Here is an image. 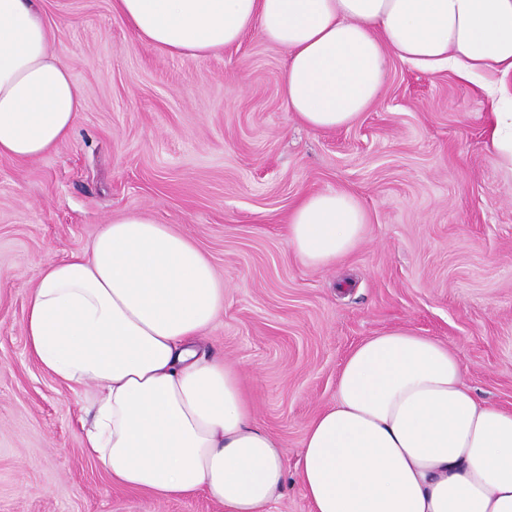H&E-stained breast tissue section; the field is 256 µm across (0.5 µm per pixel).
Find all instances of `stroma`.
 Masks as SVG:
<instances>
[{
    "label": "stroma",
    "instance_id": "stroma-1",
    "mask_svg": "<svg viewBox=\"0 0 512 512\" xmlns=\"http://www.w3.org/2000/svg\"><path fill=\"white\" fill-rule=\"evenodd\" d=\"M83 92L72 136L0 158V512H224L112 483L83 448L86 397L29 353L41 265L143 213L192 239L224 283L205 351L236 364L258 423L284 446L271 512H312L305 429L360 341L410 327L456 352L482 401L512 409V174L487 148L490 101L448 69L393 60L352 126L313 130L280 89L286 50L257 35L201 58L140 42L112 0H42ZM354 194L369 223L335 266H305L285 220L304 194Z\"/></svg>",
    "mask_w": 512,
    "mask_h": 512
}]
</instances>
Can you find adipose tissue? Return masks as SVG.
<instances>
[{"label":"adipose tissue","instance_id":"ef3b65f1","mask_svg":"<svg viewBox=\"0 0 512 512\" xmlns=\"http://www.w3.org/2000/svg\"><path fill=\"white\" fill-rule=\"evenodd\" d=\"M140 41L198 58L247 32L286 49L290 112L333 131L376 101L391 60L486 79L488 137L512 171V0H112ZM83 92L57 58L38 0H0V157L69 139ZM367 213L343 190L303 195L287 241L306 266L352 253ZM224 309L199 247L129 213L81 253L42 265L24 334L69 387L93 384L85 452L112 481L160 499L204 494L224 512H269L287 481L281 442L254 421L240 371L198 348ZM298 478L313 512H512V411L476 399L460 357L395 328L348 353L336 399L307 426Z\"/></svg>","mask_w":512,"mask_h":512}]
</instances>
